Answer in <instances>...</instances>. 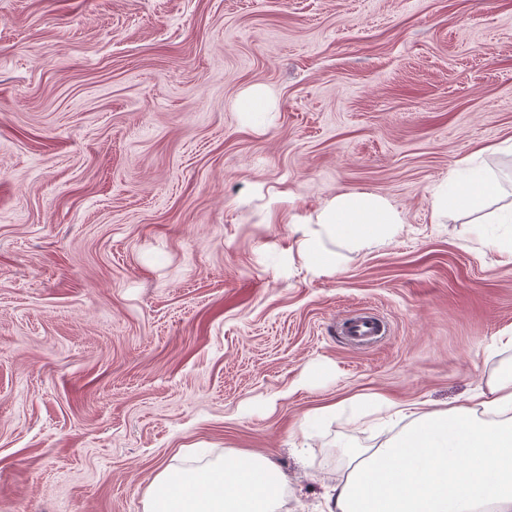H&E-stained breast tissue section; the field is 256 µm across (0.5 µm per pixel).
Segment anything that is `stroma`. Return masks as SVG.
<instances>
[{"instance_id":"stroma-1","label":"stroma","mask_w":512,"mask_h":512,"mask_svg":"<svg viewBox=\"0 0 512 512\" xmlns=\"http://www.w3.org/2000/svg\"><path fill=\"white\" fill-rule=\"evenodd\" d=\"M510 138L512 0H0V512H143L237 451L327 512L403 427L379 399L512 372V254L434 204L475 154L512 192ZM342 193L401 223L313 273L298 227ZM383 331L376 318L368 314H360L349 323L341 326V333L344 336H351L354 339H361L367 336H379Z\"/></svg>"}]
</instances>
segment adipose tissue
<instances>
[{"mask_svg":"<svg viewBox=\"0 0 512 512\" xmlns=\"http://www.w3.org/2000/svg\"><path fill=\"white\" fill-rule=\"evenodd\" d=\"M500 193L475 164L459 169L435 204L470 210ZM317 223L300 257L323 273L332 267L324 239L367 244L394 233L399 218L379 197L347 193L336 196ZM398 415L408 426L388 445L356 452L353 469L336 479L328 512H467L479 504L512 512V376L491 386L478 405ZM287 485L270 457L242 451L202 468L162 470L149 487L145 512H277Z\"/></svg>","mask_w":512,"mask_h":512,"instance_id":"1","label":"adipose tissue"}]
</instances>
